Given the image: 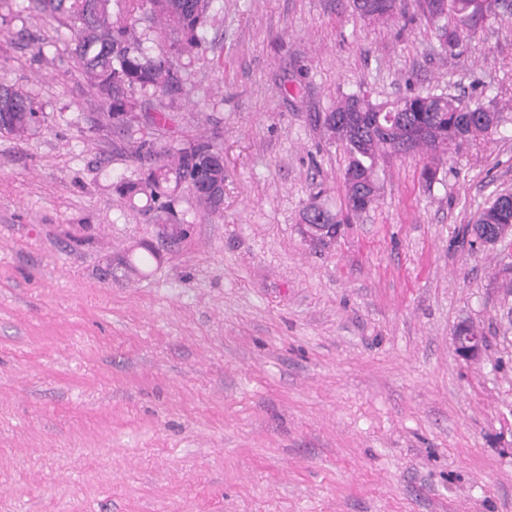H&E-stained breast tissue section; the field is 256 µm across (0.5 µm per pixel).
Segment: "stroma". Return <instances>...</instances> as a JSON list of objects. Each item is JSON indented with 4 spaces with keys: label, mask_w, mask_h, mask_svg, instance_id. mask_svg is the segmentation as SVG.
I'll use <instances>...</instances> for the list:
<instances>
[{
    "label": "stroma",
    "mask_w": 512,
    "mask_h": 512,
    "mask_svg": "<svg viewBox=\"0 0 512 512\" xmlns=\"http://www.w3.org/2000/svg\"><path fill=\"white\" fill-rule=\"evenodd\" d=\"M24 5L0 0V74L44 120L0 133V512H512V238L462 242L512 192V11L449 56L412 0L384 26L351 0H216L179 107L142 124L224 154L221 213L181 189L171 242L115 190L144 164L70 30ZM359 93L506 121L431 183L425 155H385L376 201L317 244L302 210L345 198L322 123ZM465 321L467 320L461 321L455 328L454 335L452 336L454 344L461 357L468 361H479L484 354L485 337L475 336L478 330L473 324L462 328V333L471 334L472 336H460L458 326Z\"/></svg>",
    "instance_id": "35a3bbf8"
}]
</instances>
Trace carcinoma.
Returning <instances> with one entry per match:
<instances>
[{
    "label": "carcinoma",
    "instance_id": "obj_1",
    "mask_svg": "<svg viewBox=\"0 0 512 512\" xmlns=\"http://www.w3.org/2000/svg\"><path fill=\"white\" fill-rule=\"evenodd\" d=\"M215 0H27L26 10L62 22L73 33V53L82 74L104 104L120 132L132 134L129 113L141 108L139 97L167 99L173 110L183 94L182 80L174 61L199 54L205 31L213 18ZM450 55L465 38L478 31V21L492 14L493 0H414ZM397 0H353L364 19L382 21L393 17ZM156 44V51L145 46ZM43 120L39 103L28 92L0 80V133H33ZM502 113L482 106L463 107L447 94L406 95L393 101L375 102L364 94L340 101L325 119L329 139L345 146L343 173L345 211L333 213L317 202L306 206L301 223L318 224L323 235L337 237L341 226L375 202L379 159L404 141L412 140V152L429 159L422 176L429 183L448 153L477 138L494 134ZM218 148L209 140H193L156 147L140 139L135 149L149 162L143 177L119 187L120 197L157 212L163 234L178 239L182 221L173 212L177 192L184 186L215 213L224 205V166L210 160ZM512 226V196L505 193L485 207L474 221V237Z\"/></svg>",
    "mask_w": 512,
    "mask_h": 512
}]
</instances>
